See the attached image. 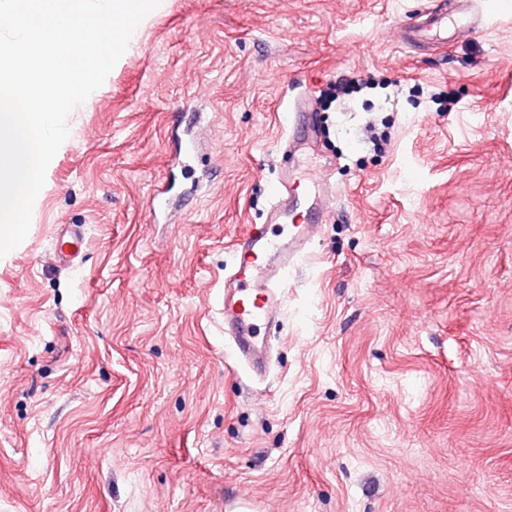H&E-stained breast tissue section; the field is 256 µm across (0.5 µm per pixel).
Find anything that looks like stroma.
<instances>
[{"instance_id": "1", "label": "stroma", "mask_w": 512, "mask_h": 512, "mask_svg": "<svg viewBox=\"0 0 512 512\" xmlns=\"http://www.w3.org/2000/svg\"><path fill=\"white\" fill-rule=\"evenodd\" d=\"M433 2L141 21L0 258V512H512V14L406 48ZM305 91L324 130L292 158ZM329 158L334 215L250 382L224 344L230 242L278 168ZM71 224L81 259L50 262Z\"/></svg>"}]
</instances>
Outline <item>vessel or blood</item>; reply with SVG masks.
I'll use <instances>...</instances> for the list:
<instances>
[{
	"instance_id": "vessel-or-blood-1",
	"label": "vessel or blood",
	"mask_w": 512,
	"mask_h": 512,
	"mask_svg": "<svg viewBox=\"0 0 512 512\" xmlns=\"http://www.w3.org/2000/svg\"><path fill=\"white\" fill-rule=\"evenodd\" d=\"M479 25V19L463 7H436L417 24L405 28L401 41L406 45L444 46L474 32ZM286 120L288 149H299L317 139L311 94L293 99ZM335 200L330 182L317 181L303 193L294 171L282 169L269 192L265 223L250 225L233 243L234 260L224 273V339L250 379L266 372L262 332L281 318L292 273L308 255ZM85 240L82 226H69L54 244L55 259L72 264L82 253Z\"/></svg>"
}]
</instances>
